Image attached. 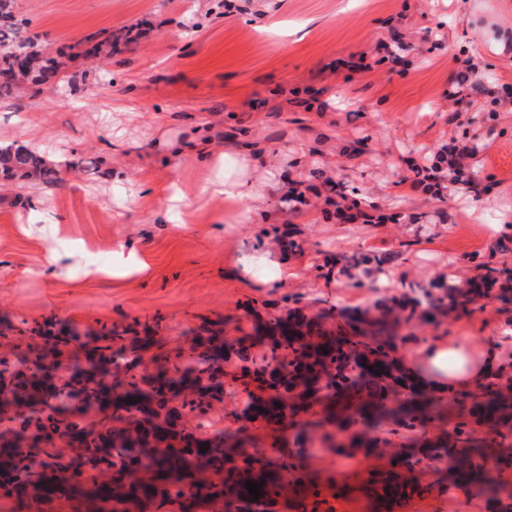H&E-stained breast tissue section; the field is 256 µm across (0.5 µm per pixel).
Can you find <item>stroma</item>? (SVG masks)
<instances>
[{"mask_svg": "<svg viewBox=\"0 0 512 512\" xmlns=\"http://www.w3.org/2000/svg\"><path fill=\"white\" fill-rule=\"evenodd\" d=\"M17 0L29 34L55 51L125 26L138 44L99 57L86 83L34 101L0 102V144H35L53 160L94 158L59 186H0V355L19 358L41 334L75 331L79 341L125 333L141 367L154 371L200 337L243 338L266 352L260 329L273 317L323 320L328 308L376 314L478 278L480 264L512 270V54L488 39L512 37L500 0ZM396 61L355 68L379 45ZM476 58L478 80L499 105L451 104L461 56ZM310 89L324 111L288 101ZM477 144L469 159L475 190L435 199L412 187L410 163L431 164L450 140ZM185 150L172 154V145ZM248 145L267 165L252 175L264 217L206 192L224 176L223 155ZM331 182L383 224L325 219L286 197L294 181ZM270 263L244 273L249 247ZM382 258L350 266L352 256ZM142 263L146 272L133 271ZM504 338L512 378V303L497 292L468 310L404 322L394 356L429 336ZM241 363L224 376L210 412L217 430L244 428L274 459L288 451L336 512H387L363 487L390 457L342 459L323 449L330 429L307 414L303 432L248 421ZM415 475L429 491L401 512H490L441 465Z\"/></svg>", "mask_w": 512, "mask_h": 512, "instance_id": "1", "label": "stroma"}]
</instances>
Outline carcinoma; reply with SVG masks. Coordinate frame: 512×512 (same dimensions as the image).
I'll list each match as a JSON object with an SVG mask.
<instances>
[{
    "label": "carcinoma",
    "mask_w": 512,
    "mask_h": 512,
    "mask_svg": "<svg viewBox=\"0 0 512 512\" xmlns=\"http://www.w3.org/2000/svg\"><path fill=\"white\" fill-rule=\"evenodd\" d=\"M15 3L0 0V72L11 73L0 81V100H34L57 86L64 78L67 55L92 59L103 52L110 57L141 38L140 30L124 27L96 42L90 54L77 52L74 45L70 54L63 50L53 54L24 33ZM78 166L75 161L50 163L24 147H0V178L6 182L34 179L60 185L65 174ZM479 296L476 286L445 288L433 295L431 311H423V316L434 319L447 308L464 310ZM400 322L390 306L372 322L359 310L346 312L330 328L311 323L287 328L276 317L270 326L269 349L259 366L241 340L211 336L196 356L187 360L177 350L150 374L139 371L138 356L112 349V343L122 339L115 331L95 350L98 361L113 367L111 389L118 402L100 410L93 424L82 415L98 405L106 388L84 379L78 358L70 362L69 379L53 387L40 405L34 404L29 387L52 370L62 349L77 340L75 334L46 336L41 351L32 357L15 362L0 357V386L10 387L24 405L0 416V425L14 436L36 431L74 441L82 460L50 448H6L0 451V464L30 492L32 512H53L55 502L87 492L104 477L112 484V490L104 491L110 512H197L201 501L219 505L220 512H271L284 492V477L295 483L302 479L290 456L266 459V449L244 445L239 429L198 442V435L209 427L204 419L212 401L224 395V356L235 355L253 381L269 392L263 411L269 424L279 427L287 418L299 420L325 399L335 405L332 418L343 433L340 440L324 436L325 449L343 457L356 450L375 454L386 443L376 430L390 423L395 433L418 432L441 403L432 393L403 383L405 375L393 357ZM187 378L191 388L183 394L181 408L203 422L193 429L174 424L163 438L153 439L157 418L176 420L177 409L169 407L176 396L173 387ZM501 386L491 382L471 404L463 405L451 433L405 451L402 468L412 473L423 460L442 463L465 452L470 467L463 478L490 500L494 512H512V501L500 498L495 479L485 468L490 459L504 469L512 466V430L499 431L491 439L479 436L490 423L512 425V400L501 395ZM131 397L135 402H129ZM247 482L261 484L259 499L249 494ZM389 491L404 501L428 489L395 471L373 474L368 492L380 501L381 493Z\"/></svg>",
    "instance_id": "obj_1"
}]
</instances>
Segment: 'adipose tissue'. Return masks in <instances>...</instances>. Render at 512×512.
Returning <instances> with one entry per match:
<instances>
[{
    "label": "adipose tissue",
    "instance_id": "ef3b65f1",
    "mask_svg": "<svg viewBox=\"0 0 512 512\" xmlns=\"http://www.w3.org/2000/svg\"><path fill=\"white\" fill-rule=\"evenodd\" d=\"M263 163L260 153H238V175H228L224 180L215 182L213 194L237 201L244 213L254 212L261 195L249 174ZM502 364L496 344H484L470 336L439 333L418 347L404 361L403 368L432 391L444 394L479 388Z\"/></svg>",
    "mask_w": 512,
    "mask_h": 512
}]
</instances>
